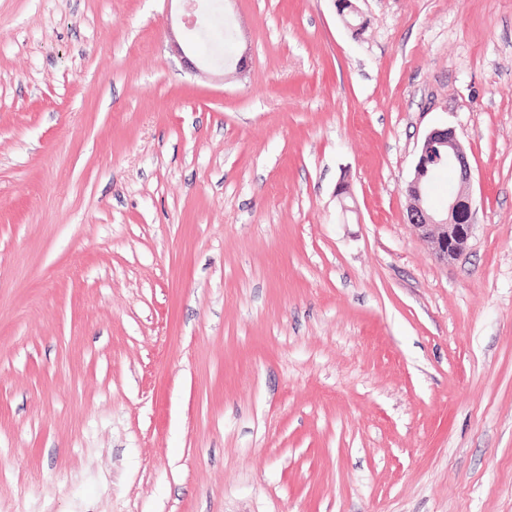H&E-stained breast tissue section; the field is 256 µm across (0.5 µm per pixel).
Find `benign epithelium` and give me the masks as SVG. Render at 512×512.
Here are the masks:
<instances>
[{
	"mask_svg": "<svg viewBox=\"0 0 512 512\" xmlns=\"http://www.w3.org/2000/svg\"><path fill=\"white\" fill-rule=\"evenodd\" d=\"M445 149L448 166L459 171L458 190L448 195L441 211L427 204V183L424 178L432 171V149ZM471 170L464 146L451 128H435L425 137L417 157L412 180L406 187L411 201L410 223L423 237L435 244L437 258L443 262L455 260L466 249L472 228L469 184Z\"/></svg>",
	"mask_w": 512,
	"mask_h": 512,
	"instance_id": "1",
	"label": "benign epithelium"
}]
</instances>
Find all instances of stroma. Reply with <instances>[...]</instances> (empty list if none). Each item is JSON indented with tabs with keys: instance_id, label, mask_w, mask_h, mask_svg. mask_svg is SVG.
<instances>
[{
	"instance_id": "stroma-1",
	"label": "stroma",
	"mask_w": 512,
	"mask_h": 512,
	"mask_svg": "<svg viewBox=\"0 0 512 512\" xmlns=\"http://www.w3.org/2000/svg\"><path fill=\"white\" fill-rule=\"evenodd\" d=\"M354 2L0 0V512H512V0ZM437 146L445 149L444 156L448 167L459 170L458 190L448 195V202L441 211L432 210L427 204V183L424 178L432 171V149ZM471 170L464 146L451 128H435L425 137L417 157L412 180L406 187V194L411 201L409 213L410 223L424 238L435 244L437 258L448 262L460 257L466 249L471 233L472 209L469 184ZM464 203L465 224H459L455 219H461L459 204Z\"/></svg>"
}]
</instances>
